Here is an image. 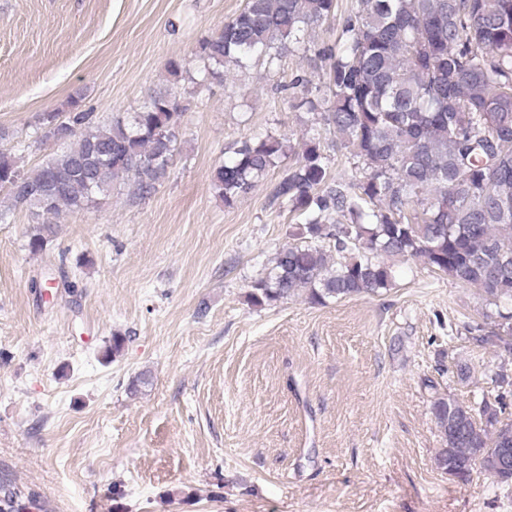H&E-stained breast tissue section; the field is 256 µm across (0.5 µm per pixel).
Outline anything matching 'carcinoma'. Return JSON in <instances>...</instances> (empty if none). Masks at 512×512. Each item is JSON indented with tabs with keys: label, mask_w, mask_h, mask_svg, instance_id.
<instances>
[{
	"label": "carcinoma",
	"mask_w": 512,
	"mask_h": 512,
	"mask_svg": "<svg viewBox=\"0 0 512 512\" xmlns=\"http://www.w3.org/2000/svg\"><path fill=\"white\" fill-rule=\"evenodd\" d=\"M336 0H245L243 8L200 42L197 84L222 81L257 62L269 73L286 52L312 53L322 78L293 79L297 107L318 116L272 202L304 216L298 242L276 251L248 294L256 307L299 292L324 305L392 288L389 259L417 258L494 302H512V0H356L335 39L311 47L304 36L334 16ZM179 101L151 96L132 120L107 124L70 112L63 151L35 170L0 152V188L41 221L29 239L40 251L54 220L98 207L119 179L141 196L166 177L178 141ZM332 135L327 139L321 130ZM345 149L359 179L328 171ZM284 138H243L210 175L231 208L288 158ZM348 219L340 224L336 216ZM333 243L329 257L322 242ZM473 340L512 353V313L496 328H473ZM432 414L443 447L436 464L460 478L471 462L500 486L496 468L512 445V413L499 395L466 405L439 397ZM8 512L38 508L34 493L0 485Z\"/></svg>",
	"instance_id": "cac0c4a2"
}]
</instances>
